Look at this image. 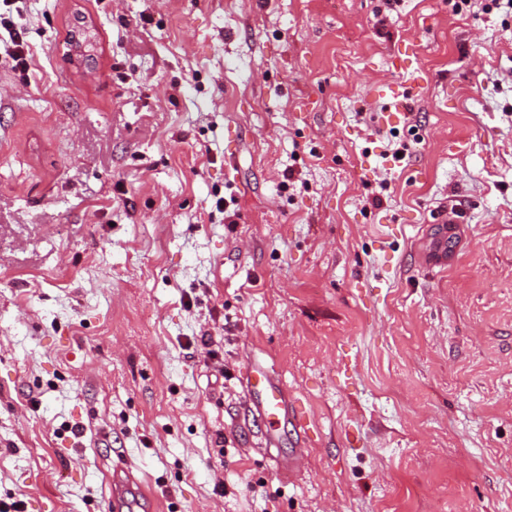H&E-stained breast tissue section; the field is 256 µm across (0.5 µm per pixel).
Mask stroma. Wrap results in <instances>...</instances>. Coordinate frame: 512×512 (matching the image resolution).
<instances>
[{
    "label": "stroma",
    "instance_id": "1",
    "mask_svg": "<svg viewBox=\"0 0 512 512\" xmlns=\"http://www.w3.org/2000/svg\"><path fill=\"white\" fill-rule=\"evenodd\" d=\"M484 2L26 0L0 501L108 512L123 463L157 512H512V10ZM405 38L426 91L382 127ZM253 354L307 425L291 474L245 417Z\"/></svg>",
    "mask_w": 512,
    "mask_h": 512
}]
</instances>
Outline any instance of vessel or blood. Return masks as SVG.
I'll list each match as a JSON object with an SVG mask.
<instances>
[{
	"instance_id": "1",
	"label": "vessel or blood",
	"mask_w": 512,
	"mask_h": 512,
	"mask_svg": "<svg viewBox=\"0 0 512 512\" xmlns=\"http://www.w3.org/2000/svg\"><path fill=\"white\" fill-rule=\"evenodd\" d=\"M419 54L420 47L414 40L405 39L399 42L394 55L399 79L372 86L371 97L381 102V123H392L407 99L424 94L426 84L418 64ZM243 384L248 395L250 415L265 427V448L279 447L280 428L298 422L287 390L266 365L256 361L248 362L244 370ZM109 507L111 512H154L156 503L153 496L135 478L132 468L126 465L112 470V497Z\"/></svg>"
}]
</instances>
